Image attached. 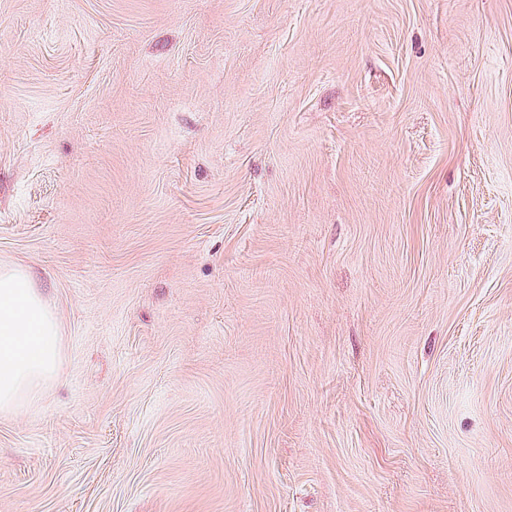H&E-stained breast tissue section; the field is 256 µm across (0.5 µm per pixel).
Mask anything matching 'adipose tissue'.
I'll use <instances>...</instances> for the list:
<instances>
[{
  "mask_svg": "<svg viewBox=\"0 0 512 512\" xmlns=\"http://www.w3.org/2000/svg\"><path fill=\"white\" fill-rule=\"evenodd\" d=\"M61 360L60 323L31 274L0 264V415L25 412Z\"/></svg>",
  "mask_w": 512,
  "mask_h": 512,
  "instance_id": "1",
  "label": "adipose tissue"
}]
</instances>
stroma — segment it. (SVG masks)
Returning <instances> with one entry per match:
<instances>
[{
    "label": "stroma",
    "mask_w": 512,
    "mask_h": 512,
    "mask_svg": "<svg viewBox=\"0 0 512 512\" xmlns=\"http://www.w3.org/2000/svg\"><path fill=\"white\" fill-rule=\"evenodd\" d=\"M0 264V512H512V0H0ZM62 349L58 318L29 271L0 264V415L22 414L57 379Z\"/></svg>",
    "instance_id": "35a3bbf8"
}]
</instances>
